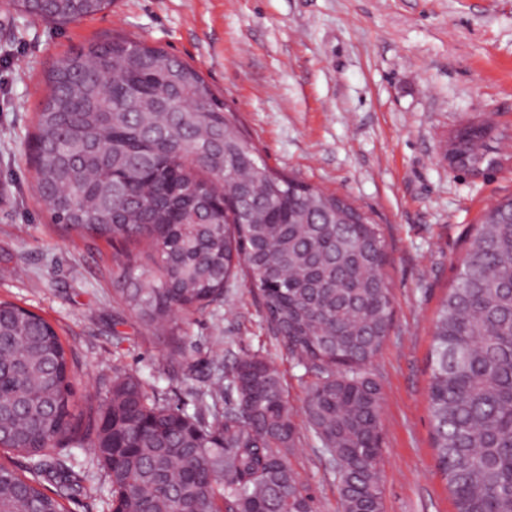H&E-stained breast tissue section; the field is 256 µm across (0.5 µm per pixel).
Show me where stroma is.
<instances>
[{
	"mask_svg": "<svg viewBox=\"0 0 512 512\" xmlns=\"http://www.w3.org/2000/svg\"><path fill=\"white\" fill-rule=\"evenodd\" d=\"M112 35L196 67L270 168L381 224L393 321L370 370L383 392L385 512H454L432 447L427 358L473 227L512 196V0H114L64 27L0 11V300L54 326L73 355L79 406L105 398L120 370L190 408L241 357L271 360L302 426L291 462L321 512H341L337 476L303 427L314 376L268 331L258 297L240 283L226 289L180 320L181 353L170 356L114 290L127 251L150 278L147 245L65 235L36 199L28 143L47 78ZM486 120L498 166L479 176L450 168L449 137ZM71 460L87 478L67 512H108L110 488L88 449Z\"/></svg>",
	"mask_w": 512,
	"mask_h": 512,
	"instance_id": "stroma-1",
	"label": "stroma"
}]
</instances>
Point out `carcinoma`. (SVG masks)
<instances>
[{"instance_id": "1", "label": "carcinoma", "mask_w": 512, "mask_h": 512, "mask_svg": "<svg viewBox=\"0 0 512 512\" xmlns=\"http://www.w3.org/2000/svg\"><path fill=\"white\" fill-rule=\"evenodd\" d=\"M112 0H8L65 25ZM490 126L456 136L460 167L493 164ZM201 73L124 36L90 42L48 76L30 143L35 192L67 233L149 245L152 278L127 257L116 294L178 351L176 316L222 299L238 275L269 330L315 372L308 430L338 474L342 512H383L382 389L369 367L392 324L380 225L347 199L271 169ZM235 394L232 402L224 393ZM72 359L40 315L0 302V512H65L81 473L49 451L89 447L112 512H320L290 455L299 442L279 371L247 355L194 411L114 372L75 411ZM212 400L207 404L206 400ZM433 448L456 512H512V202L474 227L434 323ZM52 490H47V486Z\"/></svg>"}]
</instances>
